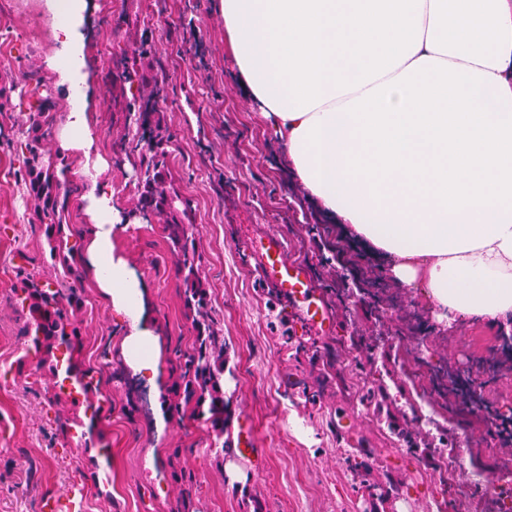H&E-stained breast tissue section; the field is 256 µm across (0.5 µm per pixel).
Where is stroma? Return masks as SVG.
Returning <instances> with one entry per match:
<instances>
[{
	"instance_id": "35a3bbf8",
	"label": "stroma",
	"mask_w": 512,
	"mask_h": 512,
	"mask_svg": "<svg viewBox=\"0 0 512 512\" xmlns=\"http://www.w3.org/2000/svg\"><path fill=\"white\" fill-rule=\"evenodd\" d=\"M85 0L78 28L85 66L89 152L66 150L59 132L69 112L67 85L53 68L61 52L47 0H0V512H40L43 499L76 479L91 486L87 512H356L362 492L349 466L370 465L368 479L397 487L386 512H482V495L459 497L441 484L433 452L457 448L461 476L512 467V441L492 439L467 404L440 414L441 427L422 422L425 388L411 378L412 352L424 343L430 365L463 364L467 340L494 342L498 325L477 318L439 321L432 302L388 274L385 261L346 226L308 199L293 177L285 148L273 139L240 84L224 49L218 0ZM151 50L167 80L158 89L171 136L167 177L189 204L208 310L224 336V451L210 446L208 426L177 393L194 331L183 285L163 225L139 207L136 139L142 110L139 84L127 79L135 59ZM38 116L49 134L40 149L60 169V213L74 241L91 219L80 196L89 184L86 161L112 188L122 226L112 237L142 280L145 316L160 350L155 381L134 374L124 356L126 330L89 272L81 274V338L85 362L101 368V394L112 412L98 428L83 395L66 410L81 425L68 439L56 431V408L27 377H47L38 356H25V314L15 288L27 273L57 274L35 201L27 193L29 158L19 131ZM304 262L332 314L329 334L297 319L274 282L258 269L254 249L268 233ZM370 281L375 294L349 297L339 269ZM164 429H157V417Z\"/></svg>"
}]
</instances>
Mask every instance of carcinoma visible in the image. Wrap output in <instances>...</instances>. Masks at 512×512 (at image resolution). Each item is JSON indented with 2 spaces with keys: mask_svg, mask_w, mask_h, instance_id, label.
Returning a JSON list of instances; mask_svg holds the SVG:
<instances>
[{
  "mask_svg": "<svg viewBox=\"0 0 512 512\" xmlns=\"http://www.w3.org/2000/svg\"><path fill=\"white\" fill-rule=\"evenodd\" d=\"M42 123L30 119V126L21 133L31 143L26 171L27 184L34 199L41 203L42 218L49 253L63 267L57 280H44L32 273L21 287V303L27 309L23 326L26 350L41 355L50 377L72 380L82 390L88 402L97 396L101 372L84 366L80 338L82 310L77 289L72 282L79 278L76 266L77 249L63 236L61 225L55 223L59 212V183L54 169L42 161L38 151L37 132ZM142 138L149 144L151 155L143 159L142 191L139 205L142 211L163 218L167 224L170 248L175 256V273L184 285V301L193 311L192 325L196 332L191 352L186 355L185 391L196 397V407H207L212 440L210 447H224V337L210 323L206 310V285L200 275L198 257L192 234L193 225L185 202L167 185L164 157L169 131L160 112H145L140 126ZM61 356H56V352ZM370 465L360 461L351 466L352 480L371 500L386 501L391 489L381 488L367 480Z\"/></svg>",
  "mask_w": 512,
  "mask_h": 512,
  "instance_id": "carcinoma-1",
  "label": "carcinoma"
}]
</instances>
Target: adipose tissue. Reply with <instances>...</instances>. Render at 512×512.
<instances>
[{
    "instance_id": "adipose-tissue-1",
    "label": "adipose tissue",
    "mask_w": 512,
    "mask_h": 512,
    "mask_svg": "<svg viewBox=\"0 0 512 512\" xmlns=\"http://www.w3.org/2000/svg\"><path fill=\"white\" fill-rule=\"evenodd\" d=\"M224 45L292 172L444 320L512 316V0H220ZM65 143L93 139L71 79ZM83 249L157 374L143 286L114 258L109 186Z\"/></svg>"
}]
</instances>
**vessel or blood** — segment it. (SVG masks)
<instances>
[{"label":"vessel or blood","instance_id":"b4317fda","mask_svg":"<svg viewBox=\"0 0 512 512\" xmlns=\"http://www.w3.org/2000/svg\"><path fill=\"white\" fill-rule=\"evenodd\" d=\"M263 274L273 276L282 296L295 307L305 324L323 333L331 326L330 314L320 290L307 276L304 268L286 256V244L277 235H266L257 252ZM85 487L73 482L53 496L47 497L42 512H83Z\"/></svg>","mask_w":512,"mask_h":512}]
</instances>
